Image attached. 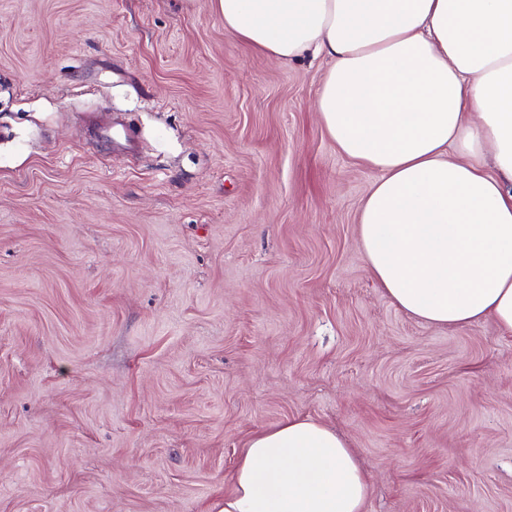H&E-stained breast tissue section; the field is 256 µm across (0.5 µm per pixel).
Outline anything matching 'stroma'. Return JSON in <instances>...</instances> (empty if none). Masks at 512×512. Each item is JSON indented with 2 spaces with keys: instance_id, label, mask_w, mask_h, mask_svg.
Masks as SVG:
<instances>
[{
  "instance_id": "35a3bbf8",
  "label": "stroma",
  "mask_w": 512,
  "mask_h": 512,
  "mask_svg": "<svg viewBox=\"0 0 512 512\" xmlns=\"http://www.w3.org/2000/svg\"><path fill=\"white\" fill-rule=\"evenodd\" d=\"M325 68L213 0H0V512H211L295 416L355 449L364 512H512V335L379 287Z\"/></svg>"
}]
</instances>
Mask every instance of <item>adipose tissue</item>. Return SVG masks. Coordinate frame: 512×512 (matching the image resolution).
Segmentation results:
<instances>
[{"mask_svg":"<svg viewBox=\"0 0 512 512\" xmlns=\"http://www.w3.org/2000/svg\"><path fill=\"white\" fill-rule=\"evenodd\" d=\"M270 59L329 60L316 108L378 171L365 263L425 324L491 318L512 335V0H214ZM369 480L335 430L291 417L253 434L219 512H363Z\"/></svg>","mask_w":512,"mask_h":512,"instance_id":"ef3b65f1","label":"adipose tissue"}]
</instances>
